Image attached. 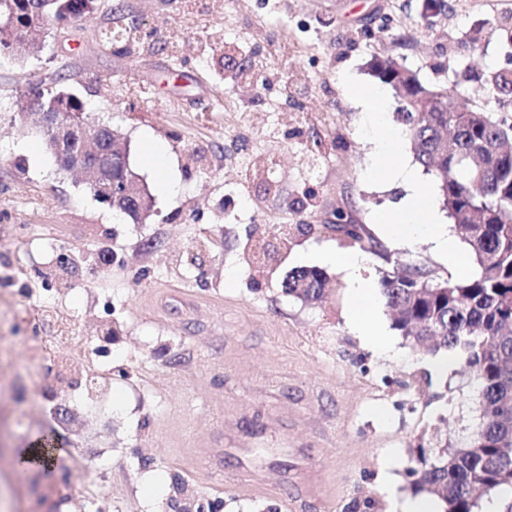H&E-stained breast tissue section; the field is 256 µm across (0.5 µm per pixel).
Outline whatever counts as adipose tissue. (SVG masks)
<instances>
[{"instance_id":"ef3b65f1","label":"adipose tissue","mask_w":512,"mask_h":512,"mask_svg":"<svg viewBox=\"0 0 512 512\" xmlns=\"http://www.w3.org/2000/svg\"><path fill=\"white\" fill-rule=\"evenodd\" d=\"M350 93L363 112L364 132L372 145L371 163L366 177L374 183H392L404 187L406 194L398 205L386 206L379 212V223L387 234L403 238H424L444 254L449 263L465 269L467 262L455 241L446 235L436 221L428 202V191L415 172L400 158L402 136L383 118L386 110L384 93L377 88L351 86ZM324 262L335 264L345 272L349 283L348 320L352 329L363 336L374 349L386 346V340L375 322L378 306L377 289L361 276L363 260L356 254L325 253Z\"/></svg>"}]
</instances>
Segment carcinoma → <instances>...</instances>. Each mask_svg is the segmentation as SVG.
I'll list each match as a JSON object with an SVG mask.
<instances>
[{"label": "carcinoma", "mask_w": 512, "mask_h": 512, "mask_svg": "<svg viewBox=\"0 0 512 512\" xmlns=\"http://www.w3.org/2000/svg\"><path fill=\"white\" fill-rule=\"evenodd\" d=\"M99 0H0V54L25 40L24 31L39 25L77 22L98 9ZM125 18L101 30L107 44H128ZM369 74L391 91L395 116L410 140L414 158L435 177L442 209L469 249L476 272L470 277L438 282L419 267L387 272L378 281L392 326L405 339L430 351L466 354L482 388L479 435L448 448L417 446L418 465L406 470L411 489L444 506V512H475L478 493L512 485V124L493 113L472 108L453 110L448 89L423 82L402 62L374 56ZM494 90L512 94V71L485 74ZM37 84L17 102L30 112L58 105L73 118L86 111L74 93ZM330 228L362 243L363 227ZM326 275L299 268L282 281V291L304 303L320 300Z\"/></svg>", "instance_id": "carcinoma-1"}]
</instances>
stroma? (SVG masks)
<instances>
[{"label":"stroma","instance_id":"obj_1","mask_svg":"<svg viewBox=\"0 0 512 512\" xmlns=\"http://www.w3.org/2000/svg\"><path fill=\"white\" fill-rule=\"evenodd\" d=\"M86 20L62 24L36 57L0 56V512H34L42 493L68 481L107 512H174L205 501L218 512H343L371 498L375 512L413 498L404 471L422 432L454 443L481 423V389L461 352L438 372L435 355L406 341L387 309L389 346L369 348L347 322L343 272L321 264L330 249L362 254L378 282L396 265L441 280L461 278L425 240L380 235L377 214L399 190L367 181L370 144L349 82L373 85L368 61L385 54L453 101L512 123L481 80L459 81L461 61L512 69L497 25L512 0H449L429 23L423 0H108ZM137 20L128 48L100 42L111 11ZM235 58L216 68L227 37ZM294 44L281 58L283 43ZM63 86L130 146V166L153 195L140 224L95 198L84 179L59 171L38 129L12 97L30 85ZM167 144L177 189L159 194L140 150ZM32 142L38 155L19 152ZM280 162L274 186L242 165ZM364 225L374 251L326 228L336 212ZM283 227L287 248L260 264L255 241ZM71 255L61 269L50 252ZM322 267L325 298L285 295L291 269ZM50 298L65 338L110 342L111 420L63 414L47 358L17 336L21 313ZM55 435L68 477L19 464L23 449ZM102 456L95 471L73 466Z\"/></svg>","mask_w":512,"mask_h":512}]
</instances>
